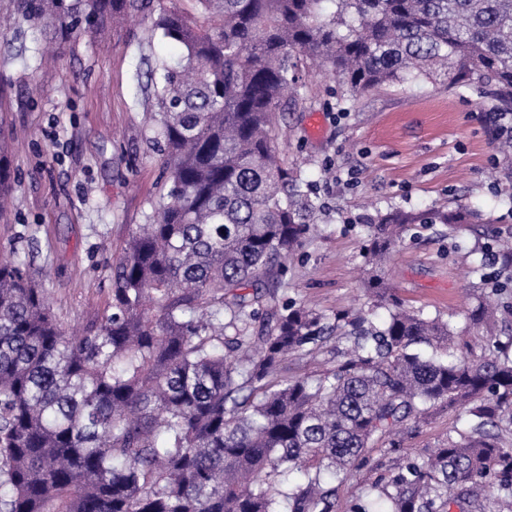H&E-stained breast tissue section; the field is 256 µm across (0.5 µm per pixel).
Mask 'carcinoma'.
<instances>
[{"label":"carcinoma","mask_w":512,"mask_h":512,"mask_svg":"<svg viewBox=\"0 0 512 512\" xmlns=\"http://www.w3.org/2000/svg\"><path fill=\"white\" fill-rule=\"evenodd\" d=\"M161 8L179 60L148 75L169 188L112 266L100 320L67 334L20 265L0 259V512H336L334 479L366 449L460 407L466 427L423 461L402 458L351 512H512V357L427 356L448 323L369 285L388 316L263 305L272 263L321 212L278 155L276 109L306 103L310 63L352 95L427 80L512 112V0H194ZM49 40L118 26L151 0H10ZM0 138V202L10 196ZM477 213L396 210L366 259L413 224L456 230ZM262 319L259 330L253 322ZM344 344L319 375L281 377L290 355ZM300 471L303 479L289 483ZM500 494L483 497L480 491Z\"/></svg>","instance_id":"obj_1"}]
</instances>
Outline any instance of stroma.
<instances>
[{
    "label": "stroma",
    "mask_w": 512,
    "mask_h": 512,
    "mask_svg": "<svg viewBox=\"0 0 512 512\" xmlns=\"http://www.w3.org/2000/svg\"><path fill=\"white\" fill-rule=\"evenodd\" d=\"M151 4L120 30L87 34L40 63L47 45L30 22L0 27V115L13 139L12 205L0 218V257L21 262L52 300L65 329L100 319L112 266L150 203L167 188L147 73L179 49L152 29ZM305 107L277 115L276 147L314 183L323 213L302 248L279 258L265 280L280 301L328 314L372 309L366 287L379 276L401 303L447 321L455 354H512V271L481 246L512 237V164L497 155L484 117L490 100L467 88L432 82L395 85L358 98L322 74L311 75ZM478 209L483 223L449 234L416 224L380 269L365 263L368 224L402 210L439 204ZM483 261L505 283L494 331L471 311L489 293L472 273ZM465 421L463 409L440 411L400 437L403 453L422 460ZM383 444L336 484V512L371 492L398 460Z\"/></svg>",
    "instance_id": "stroma-1"
}]
</instances>
